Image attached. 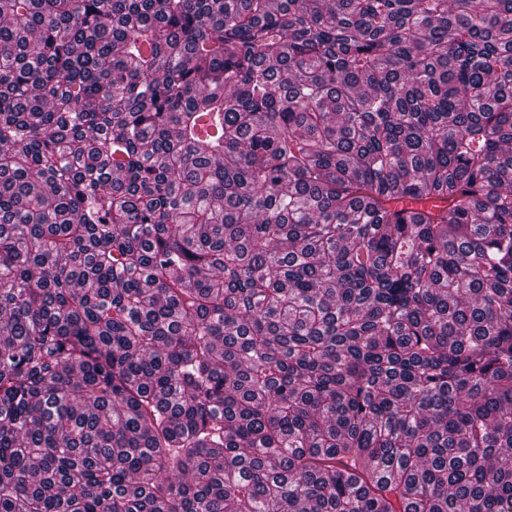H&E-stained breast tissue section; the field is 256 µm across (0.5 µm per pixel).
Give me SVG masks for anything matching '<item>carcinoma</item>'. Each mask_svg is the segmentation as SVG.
<instances>
[{"label":"carcinoma","mask_w":512,"mask_h":512,"mask_svg":"<svg viewBox=\"0 0 512 512\" xmlns=\"http://www.w3.org/2000/svg\"><path fill=\"white\" fill-rule=\"evenodd\" d=\"M505 502L512 0H0V512Z\"/></svg>","instance_id":"obj_1"}]
</instances>
